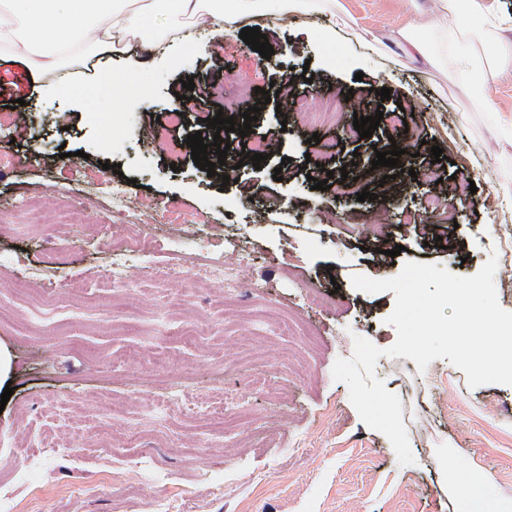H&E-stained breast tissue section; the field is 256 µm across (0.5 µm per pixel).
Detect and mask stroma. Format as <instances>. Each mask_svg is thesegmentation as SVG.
I'll list each match as a JSON object with an SVG mask.
<instances>
[{"label":"stroma","instance_id":"obj_1","mask_svg":"<svg viewBox=\"0 0 512 512\" xmlns=\"http://www.w3.org/2000/svg\"><path fill=\"white\" fill-rule=\"evenodd\" d=\"M336 11L344 20L334 25L324 11L273 7L221 33L163 48L143 36L135 48L85 51L39 72L0 48V353L13 388L0 412V491L10 493L8 512H454L442 461L486 471L512 497V386L470 388L446 359L422 370L379 357L376 375L401 399L415 458L403 465L332 377L335 361L352 356L354 336L381 349L397 339L386 322L394 292L363 293L352 276L389 279L409 260L471 276L500 254L512 231V72L487 73L491 106L483 108L444 50L435 0H336ZM411 23L427 55L403 40ZM246 27L266 34L271 58L243 42ZM294 68L306 69L295 89L312 104L349 96L345 122L404 108L420 144L398 168L376 169L375 146L404 144L387 123L349 139L337 126L298 124L279 96L258 107L255 88L282 83ZM105 75L124 89L122 112L102 96H41L47 83L88 88ZM187 78L205 98L187 123L169 125ZM382 87L390 100H381ZM228 99L238 115L259 109L247 136L231 133L228 157L267 135L273 155L257 166L243 161L225 185L195 165L185 139L208 131ZM435 145L443 181L418 182L409 171L430 166ZM308 161L366 178L374 200L312 189ZM464 178L477 192L462 201ZM111 186L126 191L113 207ZM64 189L82 195L74 215L11 213L23 199ZM427 197L452 205L455 220L428 214L432 230L422 234L403 214ZM147 207L189 221L145 225L159 247L129 261L135 286H104L111 257L94 225L111 224L120 239L128 212ZM388 243L404 253L384 255ZM199 260L233 268V291L201 277ZM176 264L182 278L156 277ZM313 292L323 306L309 304ZM171 296L181 313L167 314ZM270 307L287 311L293 332L264 320ZM157 398L169 404L164 414L150 408ZM27 457L38 462L34 474L15 482Z\"/></svg>","mask_w":512,"mask_h":512}]
</instances>
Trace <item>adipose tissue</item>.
<instances>
[{"instance_id": "obj_1", "label": "adipose tissue", "mask_w": 512, "mask_h": 512, "mask_svg": "<svg viewBox=\"0 0 512 512\" xmlns=\"http://www.w3.org/2000/svg\"><path fill=\"white\" fill-rule=\"evenodd\" d=\"M0 0V41L13 46L37 68L53 67L61 49L77 45L111 47L124 31L143 30L153 20L220 30L225 13L248 16L270 8L273 0ZM445 14H472L475 28L444 25L445 46L455 68L477 98L485 96L488 71L512 70V17L500 15L485 0H440ZM448 491L459 512H512V498L498 494L487 473L475 467L449 470Z\"/></svg>"}]
</instances>
